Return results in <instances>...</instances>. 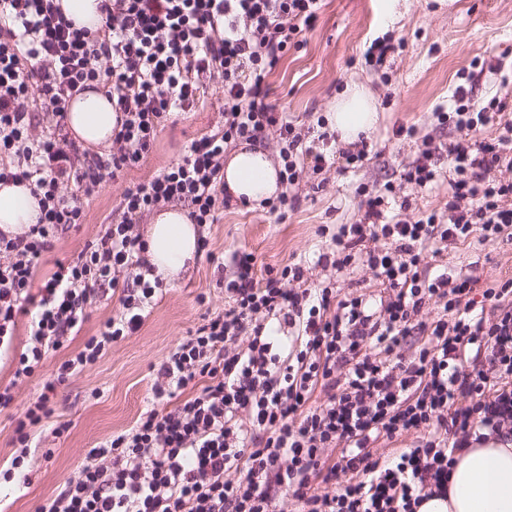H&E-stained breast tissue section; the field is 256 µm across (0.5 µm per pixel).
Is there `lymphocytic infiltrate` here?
I'll list each match as a JSON object with an SVG mask.
<instances>
[{
  "mask_svg": "<svg viewBox=\"0 0 512 512\" xmlns=\"http://www.w3.org/2000/svg\"><path fill=\"white\" fill-rule=\"evenodd\" d=\"M99 9L106 21L92 31L75 27L56 0H0V183H28L41 210L28 231L0 232V348L27 305L38 308L18 378L81 331L100 291L120 290L123 312L61 362L56 382L140 328L161 282L148 277L136 226L169 203L187 207L192 223H215L228 204L229 145L277 135L284 189L269 210L281 216L304 170L326 165L266 100L268 76L315 23L318 0H101ZM217 76L220 128L130 183L120 222L41 274L59 236L85 222L84 203L103 180L140 168L171 114L192 111ZM87 89L119 114L104 155L60 135L72 97ZM454 102L435 114L460 134L444 147L447 215L405 217V200L401 215L388 216V183L364 196L359 219L340 225L319 257L340 268L364 259L386 299L305 288L298 264L261 278L252 253H233L229 307L175 345L153 371V408L90 449L89 464L41 512H279L288 495L302 512H417L447 493L456 453L512 436V277L426 272L430 244L512 240L507 103L475 101L463 84ZM40 111L48 124L37 136ZM490 125L495 137L477 139ZM66 182L75 193H64ZM381 239L386 248L365 249ZM430 303L436 315L421 319ZM273 321L287 327V343L271 336ZM405 435L413 442L395 460L374 459L379 439ZM341 473L350 482L323 491Z\"/></svg>",
  "mask_w": 512,
  "mask_h": 512,
  "instance_id": "f902f5d3",
  "label": "lymphocytic infiltrate"
}]
</instances>
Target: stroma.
<instances>
[{
    "instance_id": "stroma-1",
    "label": "stroma",
    "mask_w": 512,
    "mask_h": 512,
    "mask_svg": "<svg viewBox=\"0 0 512 512\" xmlns=\"http://www.w3.org/2000/svg\"><path fill=\"white\" fill-rule=\"evenodd\" d=\"M391 35L398 49L387 56L379 70L369 69L363 54L370 43ZM485 64L472 82V95L482 101L501 93L497 62L512 61V0H408V7L394 23H386L377 10V0H323L314 29L305 32L299 46L290 48L268 79L269 99L292 117L305 132L307 144L326 147L332 165L300 183V202L285 219L266 209L246 211L226 207L216 223L200 228L208 238L207 251L199 252L189 276L163 287L141 329L116 343L90 370L70 378L57 390L54 413L30 432L27 468L13 479H0V512H38L62 489L66 480L88 461V452L112 435L130 429L152 403L153 367L201 324L203 318L223 312L228 304L224 276L216 259H229L244 249L256 257L258 271L278 270L291 263L305 269L307 287L335 283L340 295L366 294L379 297L380 281L363 264L343 270L320 265L326 248L322 228L337 231L340 225L359 218L360 190H375L387 182H399L404 168L416 160L423 138L450 142L454 128H438L437 110L448 109L462 72L472 61ZM368 86L379 102L380 122L373 133L369 155L362 165L349 167L337 145H323L317 121L325 116L332 100L346 84ZM221 78L210 82L204 105L180 114L166 123L152 153L139 171L105 178L98 195L87 208L85 224L70 229L57 242L53 258L76 255L93 241L105 222L117 215L122 194L139 176L176 161L194 139L208 134L222 122L216 94ZM413 127L414 135H397L398 127ZM409 200V216L448 211L446 188L405 186L388 196L390 211H398ZM464 270L485 281L512 275V243L489 242L473 250L451 245L432 258L439 266ZM117 298L96 299L88 309L82 332L69 346L50 353L35 376L13 382L11 356L0 357V385H13L15 400L0 411V469L9 468L18 418L44 384L53 380L58 365L71 350L98 335L104 322L117 315ZM68 424L62 437H55L58 424Z\"/></svg>"
}]
</instances>
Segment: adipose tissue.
I'll use <instances>...</instances> for the list:
<instances>
[{
	"mask_svg": "<svg viewBox=\"0 0 512 512\" xmlns=\"http://www.w3.org/2000/svg\"><path fill=\"white\" fill-rule=\"evenodd\" d=\"M327 120L341 142L351 144L370 134L379 121L377 101L365 85L352 83L337 95ZM116 114L98 90L74 96L66 126L84 146L106 150L112 145ZM280 165L260 146L242 142L224 159V190L234 203L260 208L281 192ZM40 211L28 184H0V229L27 231ZM143 256L156 276L174 283L195 262L198 228L181 207L156 210L141 230ZM419 512H512V440L492 439L458 453L448 477V494L430 497Z\"/></svg>",
	"mask_w": 512,
	"mask_h": 512,
	"instance_id": "obj_1",
	"label": "adipose tissue"
}]
</instances>
